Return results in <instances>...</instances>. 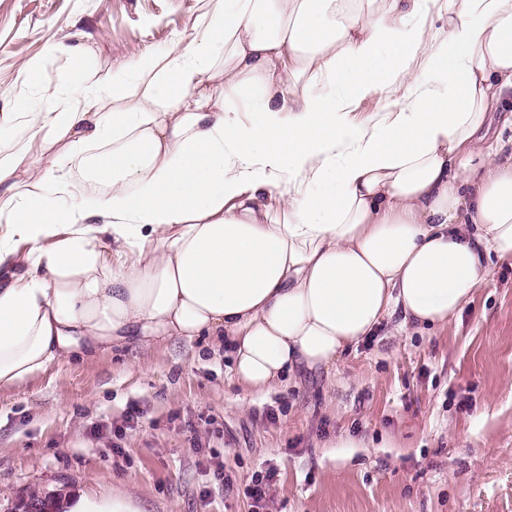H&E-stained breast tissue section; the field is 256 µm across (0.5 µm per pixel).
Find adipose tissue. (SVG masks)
Listing matches in <instances>:
<instances>
[{"instance_id":"adipose-tissue-1","label":"adipose tissue","mask_w":512,"mask_h":512,"mask_svg":"<svg viewBox=\"0 0 512 512\" xmlns=\"http://www.w3.org/2000/svg\"><path fill=\"white\" fill-rule=\"evenodd\" d=\"M197 35L0 113V393L221 338L262 393L382 326L442 327L512 262V0H208ZM406 94L361 124L373 90ZM500 133H492V126ZM82 154L84 183L41 158ZM64 512H144L137 490Z\"/></svg>"}]
</instances>
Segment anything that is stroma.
<instances>
[{
  "instance_id": "stroma-1",
  "label": "stroma",
  "mask_w": 512,
  "mask_h": 512,
  "mask_svg": "<svg viewBox=\"0 0 512 512\" xmlns=\"http://www.w3.org/2000/svg\"><path fill=\"white\" fill-rule=\"evenodd\" d=\"M206 0H0V113L19 73L111 87L190 38ZM80 47L79 57L49 43ZM230 349L172 341L52 369L0 395V512L35 488L141 491L146 512H512V264L447 326L380 329L325 375L253 394ZM275 470L262 510L254 474Z\"/></svg>"
}]
</instances>
